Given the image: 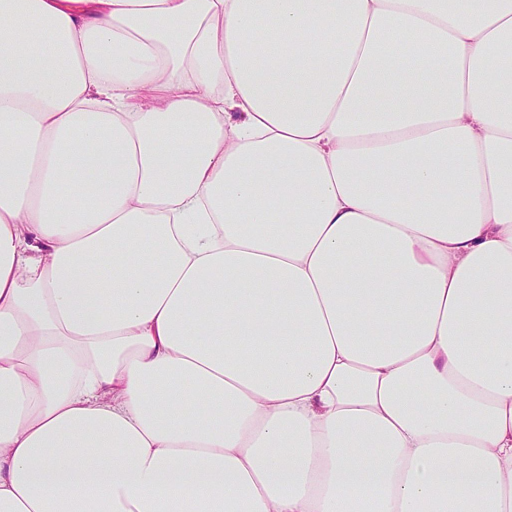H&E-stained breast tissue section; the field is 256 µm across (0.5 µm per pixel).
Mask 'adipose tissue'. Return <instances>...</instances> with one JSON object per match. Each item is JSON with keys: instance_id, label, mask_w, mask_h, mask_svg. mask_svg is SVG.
<instances>
[{"instance_id": "1", "label": "adipose tissue", "mask_w": 512, "mask_h": 512, "mask_svg": "<svg viewBox=\"0 0 512 512\" xmlns=\"http://www.w3.org/2000/svg\"><path fill=\"white\" fill-rule=\"evenodd\" d=\"M0 512H512V0H0Z\"/></svg>"}]
</instances>
